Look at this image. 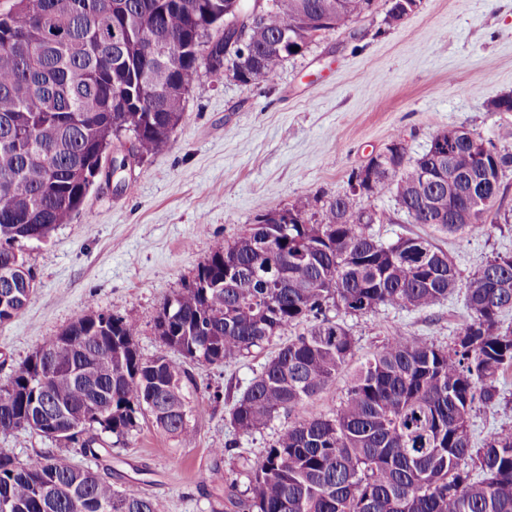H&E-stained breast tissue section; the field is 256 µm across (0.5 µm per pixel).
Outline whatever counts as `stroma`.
<instances>
[{
	"mask_svg": "<svg viewBox=\"0 0 512 512\" xmlns=\"http://www.w3.org/2000/svg\"><path fill=\"white\" fill-rule=\"evenodd\" d=\"M387 9L386 0H373L346 30L314 37L282 63L273 84L203 74L163 150L134 162L122 187L95 184L82 214L27 243L35 288L26 309L0 324V384L47 340L96 312L136 322L144 357L163 352L156 319L217 244L301 200L317 222L393 133L411 158L451 125L512 145V112L488 109L512 93V0H419L397 25L387 23ZM362 205L379 215L372 231L382 242L433 238L465 278L495 254L512 253V223L461 237L407 223L390 192ZM467 316L459 291L427 311L382 308L348 324L362 359L394 329L448 345ZM263 362L195 369L192 442L145 420L128 446L99 460L28 430L0 434V452L22 461L50 452L110 469L113 484L161 500L165 512H224L226 479L273 436L236 435L229 421L234 396Z\"/></svg>",
	"mask_w": 512,
	"mask_h": 512,
	"instance_id": "35a3bbf8",
	"label": "stroma"
}]
</instances>
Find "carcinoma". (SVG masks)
Instances as JSON below:
<instances>
[{
  "instance_id": "cac0c4a2",
  "label": "carcinoma",
  "mask_w": 512,
  "mask_h": 512,
  "mask_svg": "<svg viewBox=\"0 0 512 512\" xmlns=\"http://www.w3.org/2000/svg\"><path fill=\"white\" fill-rule=\"evenodd\" d=\"M12 0L0 12V323L25 309L32 277L22 247L42 241L78 213L100 165L122 171L126 157L103 149L131 137L142 159L170 142L200 80L209 47L244 83H271L282 62L320 32L365 17L372 0ZM387 22L410 15L413 0H388ZM161 48L147 60L143 46ZM450 125L410 161L376 163L366 198L395 190L410 224L475 236L494 210L512 149ZM442 141L448 150L436 149ZM289 224H253L218 244L188 286L157 317L167 352L144 357L135 323L103 312L65 328L69 353L26 360L0 385V433L30 430L38 409L65 413V442L96 458L128 444L140 418L184 442L186 363L238 362L274 348L236 398L230 424L250 437L306 409L348 368L355 337L344 317L377 309L429 310L460 286V274L421 236L384 244L354 187L336 197L321 223L308 203ZM468 318L448 346L394 330L356 366L339 405L284 424L247 482L224 485V512H512V427L473 441L477 408L512 404L498 386L512 369V255L488 260L465 283ZM305 332L288 341L293 326ZM90 365L92 387L58 374ZM156 498L111 477L45 454L25 462L0 453V512H163Z\"/></svg>"
}]
</instances>
